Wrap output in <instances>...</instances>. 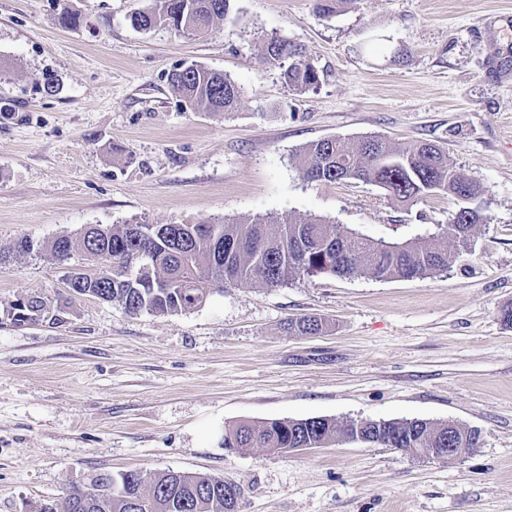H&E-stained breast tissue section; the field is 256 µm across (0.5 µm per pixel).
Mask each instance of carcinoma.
<instances>
[{
    "mask_svg": "<svg viewBox=\"0 0 512 512\" xmlns=\"http://www.w3.org/2000/svg\"><path fill=\"white\" fill-rule=\"evenodd\" d=\"M154 6L130 16L138 29L166 26L179 34L205 35L228 13L229 0H153ZM264 63L281 69L288 87L305 91L320 75L295 43L271 36L259 43ZM168 81L193 112L230 114L242 104V90L224 73L201 64H180ZM299 166L308 181L373 183L403 204L435 193L480 195L479 186L456 171L447 153L431 142L396 145L381 136L357 141L323 138L306 144ZM482 213L458 203L446 226L406 241L370 240L321 219L256 218L228 224L207 217L194 224L89 225L75 236L62 235L46 247L64 262L75 252L93 267L73 271L67 286L76 295L120 306L129 314L178 313L202 305L210 287L226 281L276 287L301 276L370 274L377 278H415L447 269L465 251ZM14 321L35 323L59 316L39 295L12 305ZM288 329L314 335L316 317L288 321ZM362 426L368 443L384 448H474L479 434L455 423L421 419L351 422L343 427L328 418L248 422L224 430L226 448H264L286 454L315 441L325 446ZM242 488L224 477L175 475L150 478L136 470L98 479L89 490H72L63 512H239Z\"/></svg>",
    "mask_w": 512,
    "mask_h": 512,
    "instance_id": "cac0c4a2",
    "label": "carcinoma"
}]
</instances>
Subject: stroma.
Instances as JSON below:
<instances>
[{
	"mask_svg": "<svg viewBox=\"0 0 512 512\" xmlns=\"http://www.w3.org/2000/svg\"><path fill=\"white\" fill-rule=\"evenodd\" d=\"M152 0H0V248L92 224L315 217L405 241L448 223L456 200L404 205L370 183L305 180L302 147L325 137L424 140L479 185L488 217L448 270L410 279L227 282L176 314L70 298L44 254L0 262V512H38L128 470L235 481L241 512H512V0H229L207 36L131 26ZM302 45L305 91L256 44ZM224 72L238 111L186 110L181 62ZM46 71L60 89L45 96ZM39 294L60 323L14 324ZM315 316L326 330L288 332ZM425 419L480 430L448 464L336 441L285 455L224 447L240 421Z\"/></svg>",
	"mask_w": 512,
	"mask_h": 512,
	"instance_id": "1",
	"label": "stroma"
}]
</instances>
